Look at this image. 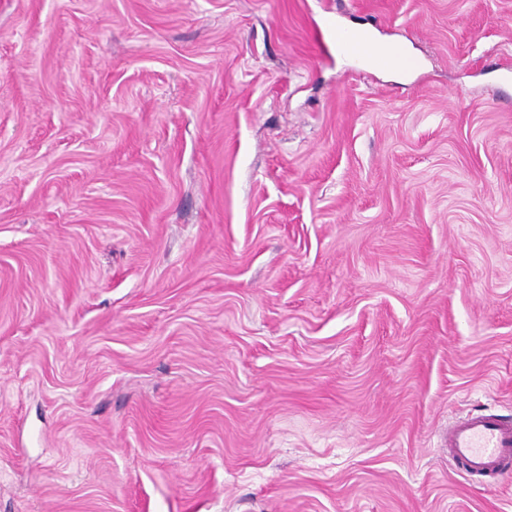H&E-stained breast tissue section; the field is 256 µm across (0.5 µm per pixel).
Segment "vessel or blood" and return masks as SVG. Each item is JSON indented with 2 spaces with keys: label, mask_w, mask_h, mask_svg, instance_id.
Masks as SVG:
<instances>
[{
  "label": "vessel or blood",
  "mask_w": 512,
  "mask_h": 512,
  "mask_svg": "<svg viewBox=\"0 0 512 512\" xmlns=\"http://www.w3.org/2000/svg\"><path fill=\"white\" fill-rule=\"evenodd\" d=\"M338 56L361 61L371 59L392 67L405 65L400 50L374 46L359 32L342 28L329 31ZM445 445L450 456L467 475L494 476L512 473V424L491 414H475L457 419L448 427Z\"/></svg>",
  "instance_id": "1"
}]
</instances>
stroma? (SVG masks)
<instances>
[{"label":"stroma","mask_w":512,"mask_h":512,"mask_svg":"<svg viewBox=\"0 0 512 512\" xmlns=\"http://www.w3.org/2000/svg\"><path fill=\"white\" fill-rule=\"evenodd\" d=\"M473 409L512 0H0V512H512L441 445ZM328 34L334 38L336 55L344 59L362 61L369 57L373 63L392 67L413 65L403 57L399 49L393 46H373L362 33L331 28Z\"/></svg>","instance_id":"35a3bbf8"}]
</instances>
